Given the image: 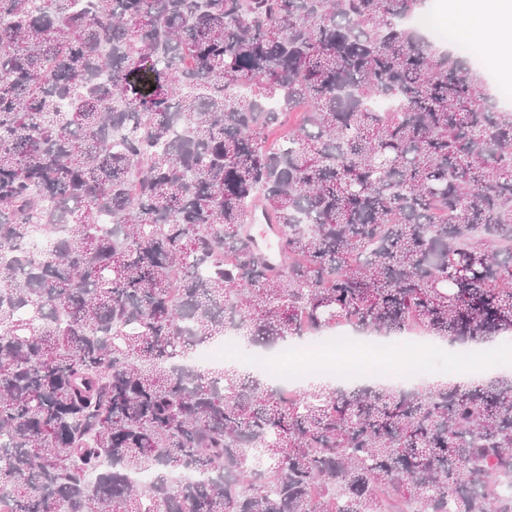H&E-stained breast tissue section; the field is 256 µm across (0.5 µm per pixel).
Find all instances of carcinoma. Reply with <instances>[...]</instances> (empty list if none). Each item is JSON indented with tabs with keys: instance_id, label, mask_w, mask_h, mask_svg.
<instances>
[{
	"instance_id": "obj_1",
	"label": "carcinoma",
	"mask_w": 512,
	"mask_h": 512,
	"mask_svg": "<svg viewBox=\"0 0 512 512\" xmlns=\"http://www.w3.org/2000/svg\"><path fill=\"white\" fill-rule=\"evenodd\" d=\"M424 6L0 0V512H512L511 379L188 363L512 333V108ZM354 326L345 321L333 329L329 334L306 341L297 347H284L276 361V371L279 379V392L282 397L292 398L304 385L309 375L336 377L344 380H355L364 374L360 367L350 361H338L332 363H304L295 374H290V365L303 356L308 350H336V352L349 349L354 340Z\"/></svg>"
}]
</instances>
